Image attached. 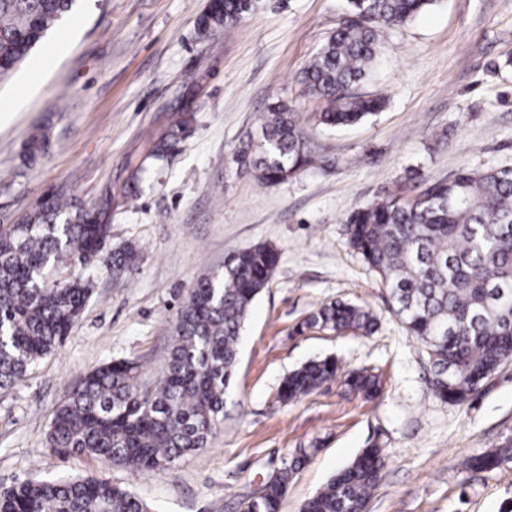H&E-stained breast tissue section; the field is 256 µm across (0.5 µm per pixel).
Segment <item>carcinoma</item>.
Wrapping results in <instances>:
<instances>
[{"label":"carcinoma","instance_id":"obj_1","mask_svg":"<svg viewBox=\"0 0 512 512\" xmlns=\"http://www.w3.org/2000/svg\"><path fill=\"white\" fill-rule=\"evenodd\" d=\"M75 0H0V80L30 56ZM438 0H348V10L301 75L306 91L325 102L318 123L350 127L380 111L381 97L352 88L378 60L380 32L401 26ZM253 0H211L200 19L208 37L239 22ZM192 117L161 138L154 152L178 150ZM259 141L242 143L240 172L265 185L286 180L310 160L296 113L283 101L260 117ZM111 225L97 212L73 209L59 195L21 223L0 228V390L23 381L62 343L92 293L79 273L51 280L61 266L82 270L102 257ZM348 245L382 279L391 311L424 345L438 399L464 403L477 380L495 373L512 351V169L463 168L413 193H389L346 221ZM134 245L107 258L112 277L134 269ZM279 262L266 243L233 251L224 268L203 276L178 311L164 379L142 389L140 366L105 361L85 374L55 408L49 447L66 456L102 458L137 471H156L209 446L224 417V393L235 369L245 321ZM308 328L368 335L377 318L340 299L322 305ZM338 373L332 356L310 360L282 381L279 398L296 401ZM350 391H379L376 376L351 373ZM306 453L271 479L246 512H280ZM512 448L470 456L468 470H492ZM386 466L382 449L364 448L315 495L302 512H364ZM0 512H149L144 501L93 476L24 481L0 491Z\"/></svg>","mask_w":512,"mask_h":512}]
</instances>
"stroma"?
I'll return each mask as SVG.
<instances>
[{"mask_svg": "<svg viewBox=\"0 0 512 512\" xmlns=\"http://www.w3.org/2000/svg\"><path fill=\"white\" fill-rule=\"evenodd\" d=\"M207 0H76L30 58L0 81V227L48 197L92 208L112 196L105 247L139 246L121 282L97 266L93 293L57 351L0 391V491L26 479L93 474L151 512H241L244 502L310 451L281 512L303 503L368 444L383 478L366 512H512V462L490 472L465 457L512 444V361L464 404L437 399L423 345L391 312L379 276L347 244L357 209L398 187L462 168L512 166V0H439L384 33L379 62L357 86L385 98L378 115L329 129L300 75L334 31L347 0H255L216 39L197 22ZM279 100L296 112L311 161L288 180L260 184L234 156L257 116ZM194 120L178 151H150L183 108ZM49 148L23 162L25 143ZM136 194H128L131 179ZM274 244L280 260L246 321L224 422L208 448L146 473L48 448L65 390L107 359H131L154 389L174 341L178 309L195 282L231 251ZM342 299L378 319L369 336L309 329L305 319ZM332 356L342 374L281 403L283 378ZM381 392L349 394L352 371Z\"/></svg>", "mask_w": 512, "mask_h": 512, "instance_id": "1", "label": "stroma"}]
</instances>
